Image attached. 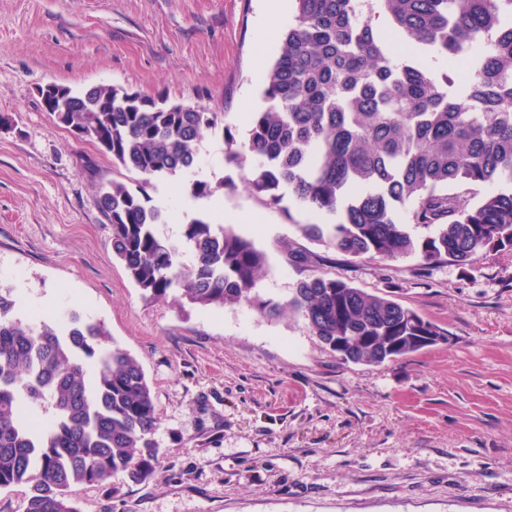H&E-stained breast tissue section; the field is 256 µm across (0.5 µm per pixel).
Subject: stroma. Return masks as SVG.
I'll return each instance as SVG.
<instances>
[{
  "label": "stroma",
  "instance_id": "obj_1",
  "mask_svg": "<svg viewBox=\"0 0 512 512\" xmlns=\"http://www.w3.org/2000/svg\"><path fill=\"white\" fill-rule=\"evenodd\" d=\"M263 0H0V287L62 321L104 322L142 366L161 455L142 484L116 474L78 512H512V250L464 266L349 258L313 245L293 195L276 206L206 136L188 172L149 194L164 241L204 215L186 191L211 183L221 223L269 258L256 290L278 316L148 300L112 250L100 185L134 176L45 112L38 89L112 85L224 115L238 142L279 46L258 50ZM307 263H289L284 244ZM318 274L401 305L446 342L380 365L346 363L284 304Z\"/></svg>",
  "mask_w": 512,
  "mask_h": 512
}]
</instances>
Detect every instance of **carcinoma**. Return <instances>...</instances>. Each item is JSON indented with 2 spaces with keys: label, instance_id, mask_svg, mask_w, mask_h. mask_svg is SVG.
Segmentation results:
<instances>
[{
  "label": "carcinoma",
  "instance_id": "obj_1",
  "mask_svg": "<svg viewBox=\"0 0 512 512\" xmlns=\"http://www.w3.org/2000/svg\"><path fill=\"white\" fill-rule=\"evenodd\" d=\"M294 23L266 72L264 109L238 144L224 113L97 85L67 90V129L79 131L137 175L112 181L98 206L112 249L148 299L201 307L246 300L273 316L279 304L255 293L267 253L231 224L194 219L182 243L161 240L163 212L149 205L153 181L191 169L205 135L224 137V164L269 205L286 188L328 222L299 224L312 244L351 258L464 265L480 252L512 250V0H292ZM385 12L387 31L372 19ZM466 65L454 87L421 56ZM498 189L476 196L474 188ZM410 205L417 238L400 222ZM288 306L346 362L379 365L447 336L387 294L310 276ZM0 288V489L30 487L23 512H77L76 492L116 473L153 475L159 448L151 387L105 325L72 312L62 323L23 320ZM343 346H336V337ZM96 364L86 381L85 365ZM50 408V426L36 420Z\"/></svg>",
  "mask_w": 512,
  "mask_h": 512
}]
</instances>
